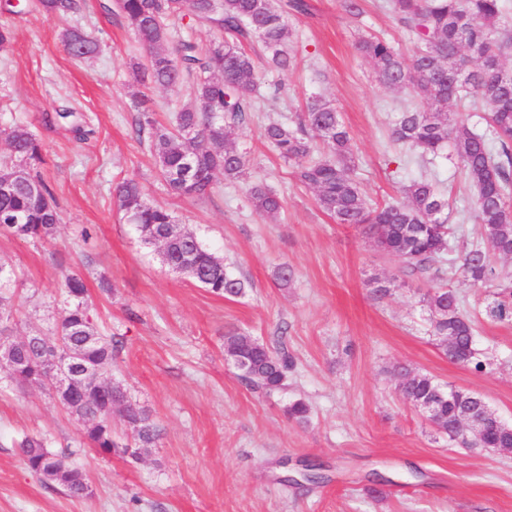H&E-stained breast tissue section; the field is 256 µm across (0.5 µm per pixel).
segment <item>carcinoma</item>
<instances>
[{"instance_id": "obj_1", "label": "carcinoma", "mask_w": 512, "mask_h": 512, "mask_svg": "<svg viewBox=\"0 0 512 512\" xmlns=\"http://www.w3.org/2000/svg\"><path fill=\"white\" fill-rule=\"evenodd\" d=\"M38 2L49 20L76 16L85 9V0ZM388 6L417 36L420 48L415 56L408 62L379 38L362 39L358 50L381 85L397 92L409 90L425 105L423 109L407 106L400 112L393 140L417 149L424 159L438 156L453 143L457 167L475 190L474 221L480 240L453 254L448 200L439 197L426 179L403 187V203L367 205L353 177L349 132L326 101L311 99L296 127L270 123L263 137L295 169L300 182L314 190L321 210L339 224L364 229L373 249L401 258L407 273L441 281L447 270L454 269L472 284L486 286L496 278L492 258L512 252V71L500 63L502 54L512 49V26L504 15L503 0H389ZM119 9L149 51L146 62L136 63L135 70L169 90L193 80V101L175 113L172 128L155 126L147 114L136 127L137 136L148 134L151 155L168 191L201 200L214 193L218 176L226 181L245 178L246 152L233 133L256 111L262 95L254 60L243 41L257 37L272 51V68L292 69L294 57L285 50L292 30L283 11L274 0H122ZM188 14L208 25L215 37L204 50L184 40L173 54L167 45ZM64 41L76 58L93 56L99 49L79 29L67 30ZM450 101L488 112L487 122L500 147L493 148L484 134L451 121ZM315 138L327 150L320 159L312 157ZM7 141L16 162L0 166V179L12 182L9 193H0V234L51 239L61 220L59 206L48 184L31 174V167L43 161L42 146L23 124L10 127ZM115 198L142 241L164 247L169 267L193 269L191 279L217 296L244 294V282L226 271L224 259L205 248L168 209L149 203L136 179L119 181ZM249 199L263 216L274 217L283 208L282 198L262 184L249 188ZM64 287L71 304L56 334L4 337L0 369L13 380L50 392L48 364L69 357L75 362V390L55 393L53 398L83 422L84 444L103 455L119 452L134 458L137 449L157 444L161 429L147 409L131 403L123 388L106 377L112 369L114 344L100 334L89 312L83 279L68 275ZM427 301L432 335L440 339L445 357L476 372L485 369L475 347L474 322L460 310L454 289L439 285ZM485 312L493 320H512V281L497 285ZM224 353L240 371L241 380L254 389L281 387L293 367L286 353L237 331L224 335ZM392 373L406 402L418 410L428 404L437 409L430 422L452 442L460 436L461 416L487 407L479 394L445 387L426 373L403 365L393 367ZM114 409L133 431L134 443L115 438ZM467 445L512 453V426L492 421L483 439ZM19 448L23 464L44 484L60 487L71 498L91 494L85 473L70 462L74 451L50 450L34 437L24 438Z\"/></svg>"}]
</instances>
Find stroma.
<instances>
[{"label": "stroma", "mask_w": 512, "mask_h": 512, "mask_svg": "<svg viewBox=\"0 0 512 512\" xmlns=\"http://www.w3.org/2000/svg\"><path fill=\"white\" fill-rule=\"evenodd\" d=\"M106 2L87 0L84 13L64 23L45 19L38 0H21L17 14L0 10V25L13 32L0 50V163L11 159L6 130L25 124L42 144L39 171L62 217L46 243L0 236V260L13 271L7 293L20 336L51 334L66 306L64 276L84 280L91 315L117 344L112 380L151 411L162 436L135 459L85 448L74 463L92 493L70 498L32 474L16 444L33 436L58 450L80 439L81 423L44 391L16 388L0 371V512H512V454L464 448L435 433L389 373L403 364L478 393L512 424V322L486 316L488 288L451 275L490 366L477 373L448 361L423 302L432 282L406 276L399 257L375 252L360 228L322 211L262 136L265 125L293 124L311 97H321L350 133L353 176L368 204L403 201L404 184L435 177L450 204L453 248L473 240L474 189L454 161L422 163L392 140L400 103L414 95L380 85L356 48L373 35L412 57L416 42L386 0H359L358 16L346 13L344 0H307V14L288 18L287 49L297 65L285 73L271 69L260 41L246 42L264 96L234 134L249 179L220 182L203 200L168 194L135 133L144 111L171 125L192 88L138 82L133 65L147 52ZM67 27L95 39L98 53L70 56ZM62 109L83 117L88 140L52 123ZM124 178L137 179L150 203L223 257L245 295L215 296L165 266L117 206L113 190ZM253 183L283 198L277 217L253 210ZM283 266L293 271L285 286L276 279ZM384 278L391 291L375 299L373 282ZM230 330L292 358L281 388L242 384L224 357ZM298 400L309 406L303 424L286 413ZM304 460L323 464L329 482L287 483ZM375 471L387 478L378 497L367 491Z\"/></svg>", "instance_id": "stroma-1"}]
</instances>
